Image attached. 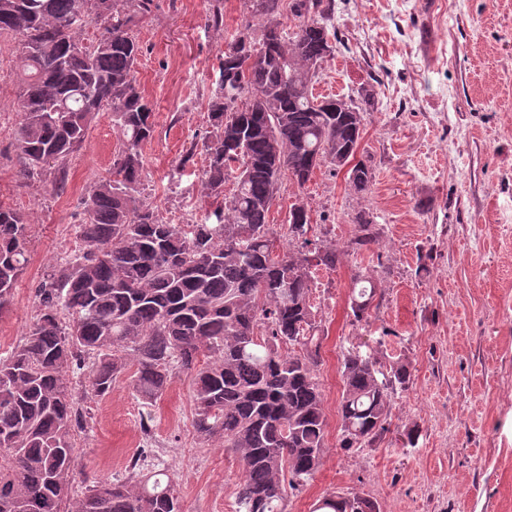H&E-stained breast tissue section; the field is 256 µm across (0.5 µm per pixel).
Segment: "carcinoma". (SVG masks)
Returning a JSON list of instances; mask_svg holds the SVG:
<instances>
[{"label":"carcinoma","mask_w":512,"mask_h":512,"mask_svg":"<svg viewBox=\"0 0 512 512\" xmlns=\"http://www.w3.org/2000/svg\"><path fill=\"white\" fill-rule=\"evenodd\" d=\"M295 24L283 27V4ZM262 38L230 42L209 101L214 134L204 150L207 194L224 208L202 222L162 224L136 197L142 146L152 140V106L135 78L139 47L131 28L151 0H0V34L21 45V121L13 133L18 178L48 170L62 185L98 112L112 113L120 145L107 176L83 200L77 236L85 248L46 273L23 342L0 355V512H182L172 480L94 478L72 500L75 437L82 404L101 397L130 367L133 390L161 396L179 367L190 374L194 428L233 450L243 512H286V489L319 470L326 420L316 368L321 342L312 270L336 268L339 252L308 250L310 209L290 206L288 235L300 250L275 253L269 217L278 185L302 188L314 170L347 169L357 193L373 169L355 160L375 97L348 94L353 111L331 109L313 88L336 51L335 0H245ZM95 25L85 41L80 33ZM354 253L377 242L376 216L354 217ZM28 224L0 206V311L29 264ZM377 286L352 280L350 309L367 319ZM288 351H281L282 346ZM94 358L88 388L73 379ZM338 413L344 446H372L390 431V401L406 388L405 364L372 353L343 355ZM314 512H379L361 496L328 494Z\"/></svg>","instance_id":"carcinoma-1"}]
</instances>
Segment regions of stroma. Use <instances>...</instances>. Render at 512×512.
Listing matches in <instances>:
<instances>
[{"mask_svg": "<svg viewBox=\"0 0 512 512\" xmlns=\"http://www.w3.org/2000/svg\"><path fill=\"white\" fill-rule=\"evenodd\" d=\"M217 7L224 24L214 28L206 18ZM246 17L244 0H153L134 29L137 81L155 124L138 197L161 223L198 221L219 204L201 181V142L212 130L219 56ZM334 23L339 43L314 92L374 93L378 107L365 116L357 153L374 178L358 194L345 171L324 166L305 186L284 181L272 208L278 249L288 246V209L300 196L310 238L341 252L335 269L313 273L326 452L313 479L288 491L286 510L312 512L336 492L370 498L380 512H512V0H336ZM18 54L1 36L0 203L24 214L31 261L0 327L19 343L36 314L35 289L72 256L65 241L119 140L111 113H98L65 187L51 172L22 183L11 146L21 120ZM361 210L377 215L379 243L353 255L345 248ZM357 273L380 284L360 324L349 301ZM359 345L385 364H407L411 379L392 398L390 433L346 448L340 363ZM86 412L75 493L88 477H134L130 460L147 448L153 470L173 478L183 512H238L240 465L222 441L195 432L186 372L174 370L152 402L121 376ZM412 429L418 444L403 447L398 437Z\"/></svg>", "mask_w": 512, "mask_h": 512, "instance_id": "obj_1", "label": "stroma"}]
</instances>
